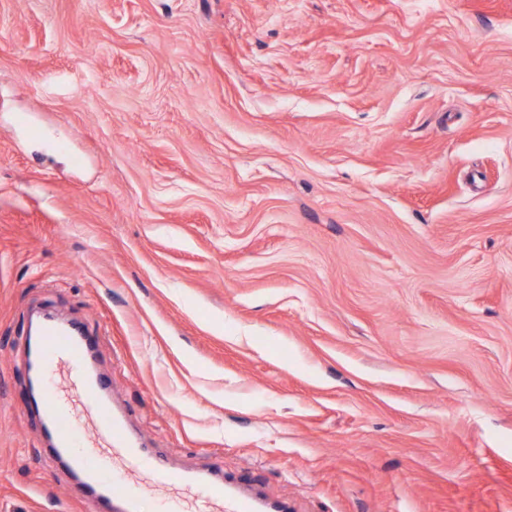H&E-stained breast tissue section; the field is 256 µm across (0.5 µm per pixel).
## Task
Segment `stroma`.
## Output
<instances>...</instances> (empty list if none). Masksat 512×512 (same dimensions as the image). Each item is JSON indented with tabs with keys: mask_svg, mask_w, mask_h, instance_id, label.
Wrapping results in <instances>:
<instances>
[{
	"mask_svg": "<svg viewBox=\"0 0 512 512\" xmlns=\"http://www.w3.org/2000/svg\"><path fill=\"white\" fill-rule=\"evenodd\" d=\"M34 310L175 467L512 512V0H0V512H84Z\"/></svg>",
	"mask_w": 512,
	"mask_h": 512,
	"instance_id": "stroma-1",
	"label": "stroma"
}]
</instances>
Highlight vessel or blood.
<instances>
[{
	"instance_id": "obj_1",
	"label": "vessel or blood",
	"mask_w": 512,
	"mask_h": 512,
	"mask_svg": "<svg viewBox=\"0 0 512 512\" xmlns=\"http://www.w3.org/2000/svg\"><path fill=\"white\" fill-rule=\"evenodd\" d=\"M93 359L92 336L49 318L22 364L26 377L42 384L40 435L83 481L87 512H140L148 488L168 491L165 512H288L284 503L245 493L243 480L170 467L113 409L110 385Z\"/></svg>"
}]
</instances>
